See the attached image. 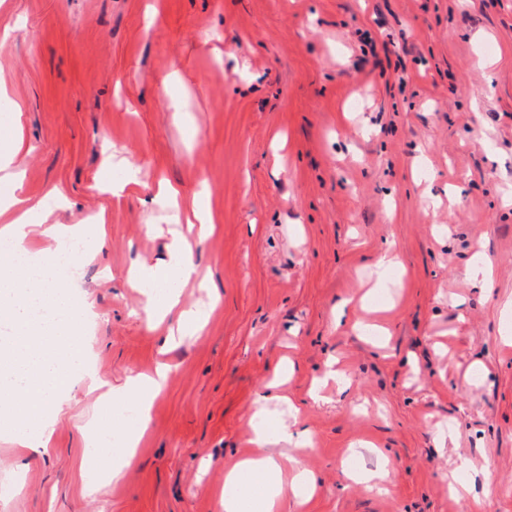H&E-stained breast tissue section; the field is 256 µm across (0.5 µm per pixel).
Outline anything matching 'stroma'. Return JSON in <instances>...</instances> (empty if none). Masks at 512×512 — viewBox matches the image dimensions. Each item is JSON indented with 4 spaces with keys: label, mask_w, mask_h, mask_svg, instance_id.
<instances>
[{
    "label": "stroma",
    "mask_w": 512,
    "mask_h": 512,
    "mask_svg": "<svg viewBox=\"0 0 512 512\" xmlns=\"http://www.w3.org/2000/svg\"><path fill=\"white\" fill-rule=\"evenodd\" d=\"M0 105L40 221L90 229L64 289L94 304L99 376L174 367L95 495L117 456L85 427L133 426L97 392L73 389L38 458L0 431V512H224V466L288 366L265 424L311 431L317 489L281 512H512V0H0ZM176 235L199 271L181 305L209 312L165 351L127 274ZM477 251L491 282L463 274ZM344 299L365 330L335 326ZM332 357L350 388L313 401ZM384 468L385 493L356 478Z\"/></svg>",
    "instance_id": "stroma-1"
}]
</instances>
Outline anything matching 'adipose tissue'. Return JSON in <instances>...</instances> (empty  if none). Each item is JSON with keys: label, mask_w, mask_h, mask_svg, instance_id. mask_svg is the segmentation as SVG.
<instances>
[{"label": "adipose tissue", "mask_w": 512, "mask_h": 512, "mask_svg": "<svg viewBox=\"0 0 512 512\" xmlns=\"http://www.w3.org/2000/svg\"><path fill=\"white\" fill-rule=\"evenodd\" d=\"M20 176L17 170L0 176V182L10 188L0 215L9 210L16 214L0 226V240L6 244L0 251V272L10 278L0 286V409L8 403L17 408L19 423L27 429L18 445L23 455L32 456L46 453L55 425L71 407L74 386L96 382L94 361L76 334L78 325L94 317L95 311L90 300L72 305L57 289L66 271L85 260L84 252L75 247L81 239L79 228L32 223L34 208L20 192ZM35 235L71 243L66 263H55L46 252L40 262L22 264L25 242ZM168 252L163 265H144L134 285L145 290L142 310L147 318L177 313L175 333L182 336L201 322L196 311L178 307V288L193 278L196 266L185 239L173 240ZM150 283L166 284L163 298L147 291ZM169 378V366L161 364L151 374L128 376L113 387L114 407L131 401L137 404V428L123 437L122 463L113 468V478H120L124 465L132 461L150 424L151 403L166 389ZM254 443L256 453L230 464L224 472V512H276L285 487L313 488L312 474L288 453L292 446L309 447L307 431L284 424L271 435L259 427Z\"/></svg>", "instance_id": "obj_1"}]
</instances>
